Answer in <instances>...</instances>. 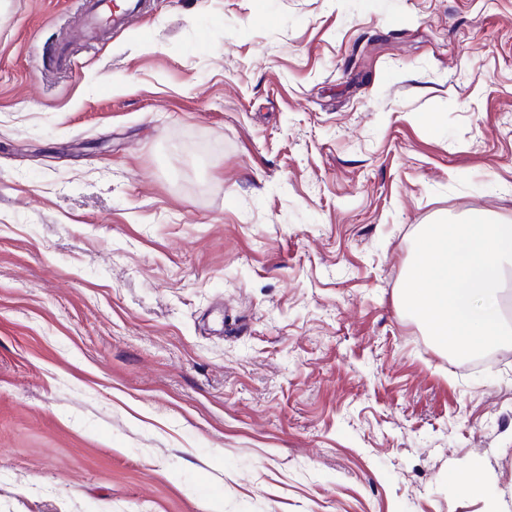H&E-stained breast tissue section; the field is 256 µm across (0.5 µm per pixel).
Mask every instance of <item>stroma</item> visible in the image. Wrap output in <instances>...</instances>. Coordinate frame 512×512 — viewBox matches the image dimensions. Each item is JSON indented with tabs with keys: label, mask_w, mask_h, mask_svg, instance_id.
Segmentation results:
<instances>
[{
	"label": "stroma",
	"mask_w": 512,
	"mask_h": 512,
	"mask_svg": "<svg viewBox=\"0 0 512 512\" xmlns=\"http://www.w3.org/2000/svg\"><path fill=\"white\" fill-rule=\"evenodd\" d=\"M84 3L0 0V512H512V346L399 304L512 221V0Z\"/></svg>",
	"instance_id": "stroma-1"
}]
</instances>
